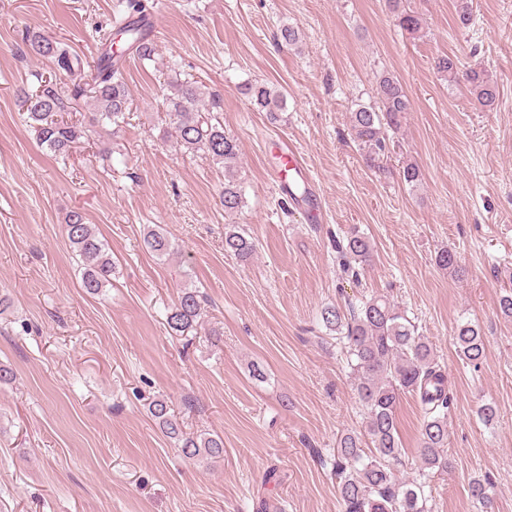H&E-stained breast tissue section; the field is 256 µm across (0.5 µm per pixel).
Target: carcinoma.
Returning a JSON list of instances; mask_svg holds the SVG:
<instances>
[{
  "label": "carcinoma",
  "instance_id": "carcinoma-1",
  "mask_svg": "<svg viewBox=\"0 0 512 512\" xmlns=\"http://www.w3.org/2000/svg\"><path fill=\"white\" fill-rule=\"evenodd\" d=\"M398 25L414 34L422 28L421 18L402 5V0H387ZM119 16L114 18L112 31L103 33L102 48L95 62L91 83L66 91L59 83L44 80L32 90L24 85L16 89L23 118L37 132L39 144L53 154L68 155L86 130L56 115L66 111L68 100L90 95L94 102L91 123L111 125L116 130L125 123L130 112L131 94L125 79L124 51L113 49L122 42L138 59L152 60L155 44L152 25L142 0H119ZM22 41L26 52L52 61L57 70L73 73L85 67L87 61L64 43L39 31L29 30ZM437 72L456 79L457 61L436 58ZM469 94L482 107H491L498 97V85L481 68L465 72ZM242 91L258 108L274 116L285 108L286 95L262 82H248ZM206 92L198 82L178 79L170 84L165 97L169 124L173 126L179 146L188 152L202 151L218 164L224 165V190L221 205L232 214L244 204L242 186L237 175L239 146L234 137L224 133L221 124H213L199 105ZM411 110L410 99L400 80L390 74L379 77L375 88V104H359L351 112V127L367 165L383 170L388 132L397 133ZM64 230L70 247L83 261L81 288L89 296L100 294L112 279V257L103 240L84 213L68 214ZM143 245L159 257L168 255L172 244L156 228L143 232ZM256 249L255 241L245 235L237 224L224 227V252L245 262ZM343 266L365 264L370 260V240L355 231L341 247ZM436 265L454 274L461 267L455 250L440 249ZM202 296L186 288L168 308L166 323L175 333L184 334L199 323ZM319 321L336 335L353 379L354 390L364 413L365 437L354 433L340 436L332 453V472L338 480L343 512H433L431 481L448 472V415L453 397L448 385V372L440 364L427 337L419 334L415 325L392 300L384 295H372L343 310L327 305L319 311ZM454 346L458 358L467 365L478 366L485 351L481 329L471 322L457 325ZM414 394L423 414L418 467L413 477L404 476L405 453L397 431L396 409L402 395ZM167 437L177 441L187 458H217L224 454V440L208 433L188 434L182 422L164 397L153 399L148 406ZM493 482L489 476L474 477L469 482L472 501L487 509L492 503Z\"/></svg>",
  "mask_w": 512,
  "mask_h": 512
}]
</instances>
